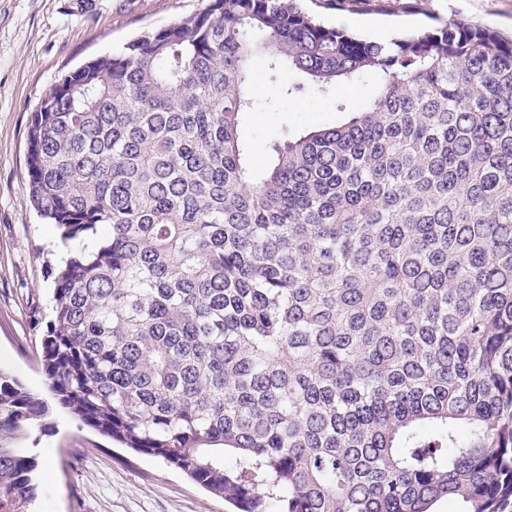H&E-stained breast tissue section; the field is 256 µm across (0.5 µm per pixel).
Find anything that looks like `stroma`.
I'll use <instances>...</instances> for the list:
<instances>
[{
    "label": "stroma",
    "mask_w": 512,
    "mask_h": 512,
    "mask_svg": "<svg viewBox=\"0 0 512 512\" xmlns=\"http://www.w3.org/2000/svg\"><path fill=\"white\" fill-rule=\"evenodd\" d=\"M332 25L388 40L397 30L448 17L512 30V0H305ZM206 0H0V370L42 394L41 338L50 318L53 276L46 252L56 231L34 211L26 182L32 111L60 78L130 38L201 11ZM373 77L269 111L258 94L241 131L263 167L266 144L281 135L335 125L336 100L366 101ZM40 437L36 512H233L162 459L135 453L70 412L54 407Z\"/></svg>",
    "instance_id": "stroma-1"
}]
</instances>
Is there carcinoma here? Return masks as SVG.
Segmentation results:
<instances>
[{"instance_id": "obj_1", "label": "carcinoma", "mask_w": 512, "mask_h": 512, "mask_svg": "<svg viewBox=\"0 0 512 512\" xmlns=\"http://www.w3.org/2000/svg\"><path fill=\"white\" fill-rule=\"evenodd\" d=\"M258 62L271 108L376 90L257 172ZM26 176L80 245L42 365L82 425L239 512H512V35L208 0L65 75ZM50 417L0 370V512H33Z\"/></svg>"}]
</instances>
